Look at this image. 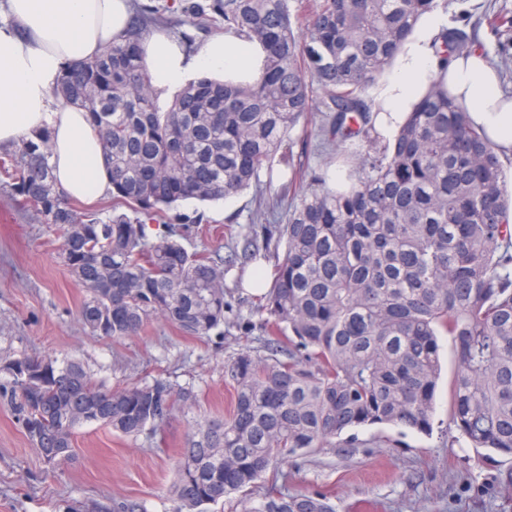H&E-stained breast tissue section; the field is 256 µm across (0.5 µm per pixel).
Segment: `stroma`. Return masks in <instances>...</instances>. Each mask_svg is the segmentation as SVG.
<instances>
[{
  "instance_id": "stroma-1",
  "label": "stroma",
  "mask_w": 512,
  "mask_h": 512,
  "mask_svg": "<svg viewBox=\"0 0 512 512\" xmlns=\"http://www.w3.org/2000/svg\"><path fill=\"white\" fill-rule=\"evenodd\" d=\"M512 0H449L448 19L464 25L482 44L495 71L512 72V62L498 63L497 38L489 19ZM324 113L302 118L271 166L256 184L224 201L181 202L161 221L188 216L183 244L191 252L219 251L236 262L224 277L230 310L223 332L188 336L160 319L140 335L112 339L93 335L79 320L83 290L63 266L59 241L31 206L17 201L9 178L0 170V363L22 355H50L79 362L109 388L162 379L192 391L189 411H176L163 442L128 437L101 425L80 427L74 455L48 465L27 438L5 391L0 373V512H120L125 503L142 512H166L179 454L186 440L187 416L222 417L233 407L234 389L224 376L225 361L238 351L263 346L260 295L248 290L250 276H273L276 260L246 258L248 243L265 249L264 237H251L253 224L284 223L282 211H262L272 191L292 184L310 186V175L341 174L335 148L319 132ZM442 377L436 393L434 430L425 436L395 428L359 431L360 447L325 448L288 465L293 492L319 489L336 512H512V486L501 484L512 471V457H487L485 449L452 443L448 405L454 377L452 343L442 338ZM397 447L381 444V437Z\"/></svg>"
}]
</instances>
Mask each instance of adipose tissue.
<instances>
[{
    "label": "adipose tissue",
    "instance_id": "1",
    "mask_svg": "<svg viewBox=\"0 0 512 512\" xmlns=\"http://www.w3.org/2000/svg\"><path fill=\"white\" fill-rule=\"evenodd\" d=\"M4 13L0 21V148L49 128L50 163L60 189L82 200L108 194L112 185L103 147L87 112L57 100L53 89L64 62L91 59L101 46L127 38L131 0H6ZM446 24L440 11L423 15L386 77L373 84L376 127L393 136L429 80L441 74L472 123L491 142L512 151V102L501 101L495 72L476 54L453 59L447 72L439 71L432 44ZM142 47L153 85L164 94L200 74L218 81L258 76L264 60L260 47L232 35L213 37L190 52L168 34L154 31L143 39Z\"/></svg>",
    "mask_w": 512,
    "mask_h": 512
}]
</instances>
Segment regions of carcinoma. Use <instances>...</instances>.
Returning a JSON list of instances; mask_svg holds the SVG:
<instances>
[{
	"instance_id": "cac0c4a2",
	"label": "carcinoma",
	"mask_w": 512,
	"mask_h": 512,
	"mask_svg": "<svg viewBox=\"0 0 512 512\" xmlns=\"http://www.w3.org/2000/svg\"><path fill=\"white\" fill-rule=\"evenodd\" d=\"M439 0H316L301 15L288 0H211L181 5L189 24L219 19L224 33L260 45L253 82L201 78L159 105L142 60L144 18L122 43L63 66L55 95L89 112L112 178L116 206L83 217L56 186L51 131L16 146L11 189L59 233V257L83 288L82 323L95 335L137 336L160 318L204 337L224 328V259L190 253L181 234L150 221L187 200L222 201L271 164L313 88L330 112L324 140L340 149L351 185L310 188L288 201L284 242L261 326L280 335L264 351L224 363L233 410L190 424L168 512H206L263 484L240 512H336L327 494L289 493L284 465L323 448H356L357 431L392 426L428 435L440 378L439 337L451 338L456 370L449 424L472 448L512 457V193L507 157L472 123L442 77L429 81L394 139L378 144L363 98ZM481 49L463 28L442 31L448 59ZM127 211H121L118 206ZM43 360L50 373L13 372ZM24 431L58 466L76 429L108 426L125 436L161 435L193 396L155 380L109 389L74 361L22 356L0 365Z\"/></svg>"
}]
</instances>
